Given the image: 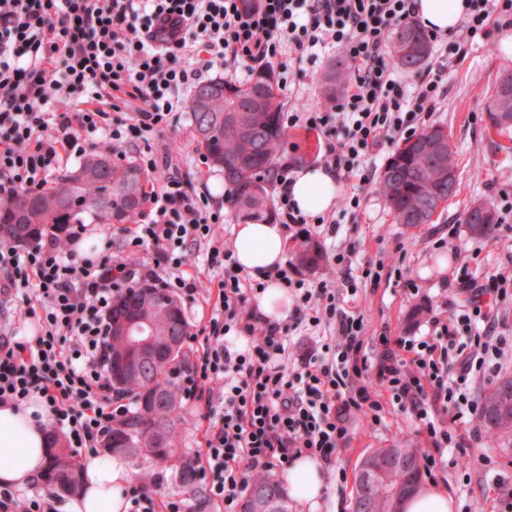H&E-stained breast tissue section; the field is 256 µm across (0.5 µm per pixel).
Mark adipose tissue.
<instances>
[{
    "label": "adipose tissue",
    "instance_id": "adipose-tissue-1",
    "mask_svg": "<svg viewBox=\"0 0 512 512\" xmlns=\"http://www.w3.org/2000/svg\"><path fill=\"white\" fill-rule=\"evenodd\" d=\"M469 0H416L418 19L426 28L447 32L455 28L467 11ZM338 193L334 175L322 167L298 172L293 195L306 213L329 211ZM285 232L271 221L239 225L236 229V259L251 275L284 263ZM34 406L14 408L0 405V484L23 489L39 477L46 464L48 435L45 420L35 418ZM131 477V467L123 459L95 457L88 466L83 492L67 501V512H125L122 489ZM284 481L292 497L317 507L327 485L326 472L319 461L300 457L289 466Z\"/></svg>",
    "mask_w": 512,
    "mask_h": 512
}]
</instances>
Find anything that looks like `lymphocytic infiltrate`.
I'll use <instances>...</instances> for the list:
<instances>
[{
    "label": "lymphocytic infiltrate",
    "mask_w": 512,
    "mask_h": 512,
    "mask_svg": "<svg viewBox=\"0 0 512 512\" xmlns=\"http://www.w3.org/2000/svg\"><path fill=\"white\" fill-rule=\"evenodd\" d=\"M509 19L512 0H469L456 29L428 34L450 53L409 85L396 76L387 46L392 31L416 22L415 0H0V209L20 192L47 188L64 158L149 143L187 107L215 64L271 67L284 56L300 67L328 45L340 46L351 63L344 93L286 120L321 130L325 168L348 180L396 138L416 133L422 117L442 106L452 60L464 59ZM295 172L282 162L271 173L280 224H325L295 202ZM146 202L145 221L127 228V243L154 249L165 267H144L142 280L195 296L199 281L180 273L182 249L223 223V210L210 209L175 174ZM85 231L76 224L62 242L0 244V305L28 287L39 298L24 311L36 328L32 338L0 328V404L38 400L69 447L93 457L131 413L105 365L108 313L129 278L110 249L93 259L77 255ZM454 276L471 292L469 303L448 318L432 317L424 336L381 331L373 357L364 346L363 315L339 306L330 281L305 283L290 263L262 282L238 275L219 281L212 315L193 337L187 392L205 408L217 399L223 404L221 415L208 420L198 462L218 512H238L252 478L296 457L333 468L337 450L349 442L351 419L362 414L380 423L386 394L422 427L428 466L458 447L451 423L461 412L478 413L470 397L474 379L497 373L505 347H512V336L496 334L492 320L494 305L512 298V277L494 273L477 281L466 261ZM270 281L294 289L297 315L329 330L320 349L293 363L290 325L259 309ZM232 336L248 337V348L228 346ZM159 488L156 476L132 484L128 512H185L183 501L161 499Z\"/></svg>",
    "instance_id": "lymphocytic-infiltrate-1"
}]
</instances>
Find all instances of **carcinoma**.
<instances>
[{"label": "carcinoma", "mask_w": 512, "mask_h": 512, "mask_svg": "<svg viewBox=\"0 0 512 512\" xmlns=\"http://www.w3.org/2000/svg\"><path fill=\"white\" fill-rule=\"evenodd\" d=\"M389 44L393 64L408 71L420 69L431 53L416 24L393 31ZM324 83L330 98L343 92V68H332ZM280 110L275 78L266 68L254 71L243 84L222 78L208 80L197 86L191 100L195 141L211 164L224 171V179L232 186L231 206L244 223L268 221L272 215L264 174L273 167L286 136ZM486 112L487 121L499 135L512 131V74L500 77ZM435 132L436 127L428 126L404 140L383 170L378 191L398 224L429 223L435 203L448 196V178L440 174L456 167L454 152L448 144L437 155L425 149ZM148 186L147 175L137 165L114 163L110 154H92L62 176L51 191H22L10 207L0 209V242L29 243L44 235L61 238L70 225L83 223L87 216L108 223H131L141 212ZM485 206V201L471 204L464 223L471 233L487 237L494 225L480 223V210ZM294 259L301 268L314 271L320 267L323 254L308 239L297 244ZM155 294L154 303L139 307V311L154 325L157 349L167 346L170 336L179 337L180 343L168 360L147 368L146 381L115 386L134 399L135 410L125 425L112 431L107 448L131 459L149 458L179 468L183 488L197 497L201 493L199 475L182 460L177 448L176 424L183 391L180 375L173 371L187 365L189 323L177 299L158 290ZM169 304L177 305L179 316L169 317L165 312ZM498 391L496 386L488 392L481 411L482 422L494 429L504 428L489 410ZM48 456L44 483L58 494L77 492L82 485L81 465L60 436H50ZM255 496L268 503L266 512H289L287 493L269 477L250 483L242 507H248Z\"/></svg>", "instance_id": "obj_1"}]
</instances>
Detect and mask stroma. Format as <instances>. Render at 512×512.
Returning a JSON list of instances; mask_svg holds the SVG:
<instances>
[{
    "label": "stroma",
    "instance_id": "35a3bbf8",
    "mask_svg": "<svg viewBox=\"0 0 512 512\" xmlns=\"http://www.w3.org/2000/svg\"><path fill=\"white\" fill-rule=\"evenodd\" d=\"M343 58L342 49L332 48L307 62L303 71H276V78L287 79L291 89L281 98L283 111L306 112L328 105L322 78L333 62ZM507 72L512 73V51H504L499 39L474 45L465 60L454 64L448 73L443 107L424 119L425 124L447 127L458 164L457 192L434 223H394L376 190V177L361 184L339 185L341 199L355 193L361 205L353 210L344 207L341 200L334 204L329 216L335 222L336 235L317 236L325 259L318 270L304 272L303 277L310 283L333 281L340 307L363 315L368 355H375L374 339L382 330H389L394 336L426 335L430 315L448 312L450 303L463 302V295L451 279L453 268L461 260L476 257L471 270L480 281L492 273L512 272V231H499L493 240L471 234L463 222L466 210L476 200L490 201L502 218L512 206V154L500 151L501 136L486 128V108L495 82ZM154 142L168 148L171 166L187 175L189 190L206 193L211 207H223L229 186L220 169L197 168L200 152L189 111L175 113ZM324 147L323 134L300 123L288 128L280 155L300 168L318 166ZM238 223V217L231 212L225 223L214 225L211 234L193 246L184 273L205 283L224 279V269L211 267L207 253L216 244H235ZM86 225L81 256H95L108 243L114 256L123 259L131 272L154 262L153 251H128L121 225L91 218ZM344 242L352 243L355 253L352 265L340 268L334 265L331 253L334 244ZM381 262L390 265V272L383 274L380 282H367V264ZM419 306L425 307V315L410 321L411 312ZM204 427L193 401H185L178 423L183 460L196 462ZM349 429V443L336 454L318 512H351L356 469L362 458L375 449L399 441L419 449L425 446L424 435L410 410L395 401L389 402L381 424L374 426L357 416L352 418ZM455 429L469 443L463 448L448 449L445 464L433 471L434 483L444 486L455 499V512H500L503 485L512 484V428L492 433L480 418L467 415L456 422ZM475 432L480 435L476 441L471 438ZM130 467L136 475L146 471L161 476V495L186 499L188 512H216L207 498H187L171 466L146 459L131 462Z\"/></svg>",
    "mask_w": 512,
    "mask_h": 512
}]
</instances>
